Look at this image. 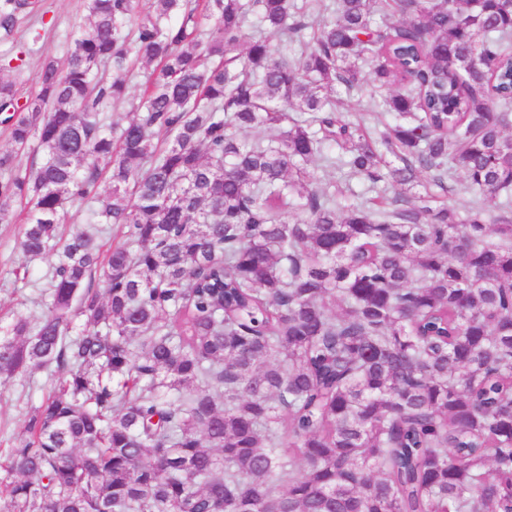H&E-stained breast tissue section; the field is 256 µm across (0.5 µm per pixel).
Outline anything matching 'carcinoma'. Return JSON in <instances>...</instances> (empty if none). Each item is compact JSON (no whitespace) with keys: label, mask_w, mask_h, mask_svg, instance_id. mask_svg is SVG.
<instances>
[{"label":"carcinoma","mask_w":512,"mask_h":512,"mask_svg":"<svg viewBox=\"0 0 512 512\" xmlns=\"http://www.w3.org/2000/svg\"><path fill=\"white\" fill-rule=\"evenodd\" d=\"M134 3L88 0L25 102L0 81V224L26 201L22 252L54 256L0 383L61 374L0 459L4 512H512V0H310L295 59L290 0H150L131 40ZM40 8L0 0V30ZM360 61L374 140L329 94ZM315 157L376 196L337 208ZM456 173L463 216L433 191ZM147 71L142 66H138L135 71V77L132 78L131 83L129 84V99L138 98L141 92V83L143 82L144 72ZM129 101H124L121 103H117L115 105H111L108 109V115L114 120H119L121 123H125L128 118L132 117L131 105Z\"/></svg>","instance_id":"cac0c4a2"}]
</instances>
